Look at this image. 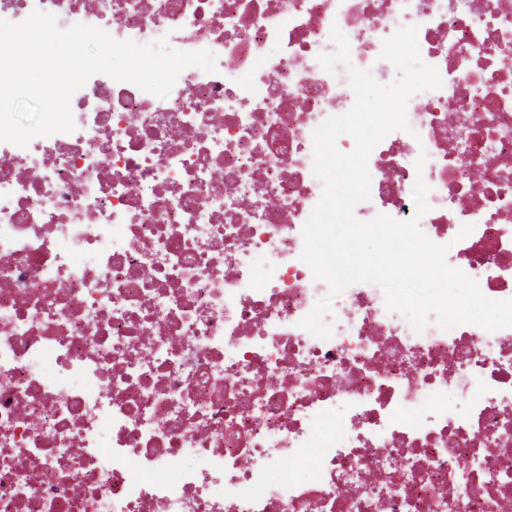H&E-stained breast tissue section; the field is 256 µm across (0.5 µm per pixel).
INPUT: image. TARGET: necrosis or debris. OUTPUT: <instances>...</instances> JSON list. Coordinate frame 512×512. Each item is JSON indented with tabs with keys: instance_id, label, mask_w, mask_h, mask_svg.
<instances>
[{
	"instance_id": "necrosis-or-debris-1",
	"label": "necrosis or debris",
	"mask_w": 512,
	"mask_h": 512,
	"mask_svg": "<svg viewBox=\"0 0 512 512\" xmlns=\"http://www.w3.org/2000/svg\"><path fill=\"white\" fill-rule=\"evenodd\" d=\"M5 9L164 37L216 70L186 68L164 98L98 73L74 131L0 142V512H512V327L418 334L361 287L329 339L299 325L329 292L300 259L312 133L355 100L317 60L335 27L384 84V40L417 26L442 79L370 153L356 217L410 219L424 178L421 230L512 299V0Z\"/></svg>"
}]
</instances>
